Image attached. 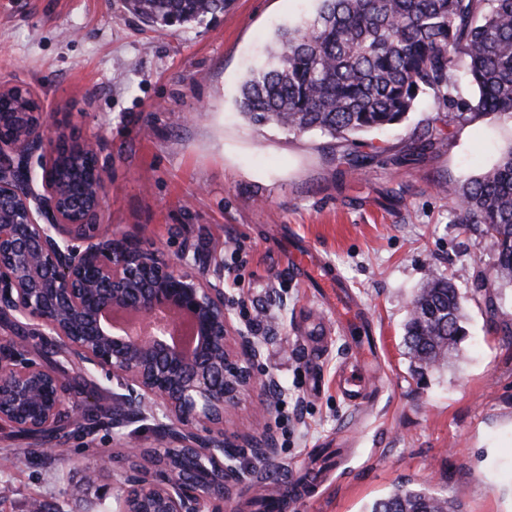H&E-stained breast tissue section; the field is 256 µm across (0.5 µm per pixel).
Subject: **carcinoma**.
I'll return each instance as SVG.
<instances>
[{
	"mask_svg": "<svg viewBox=\"0 0 512 512\" xmlns=\"http://www.w3.org/2000/svg\"><path fill=\"white\" fill-rule=\"evenodd\" d=\"M317 9L279 30L270 62L251 71L237 100L258 125L294 135L319 131L342 143L341 157L362 171L369 156L361 137L399 127L418 99L437 117L413 134L425 148L443 135L437 121L486 117L512 121V0H317ZM142 24L164 29L201 22L224 11L226 0H124ZM467 82L473 93L460 91ZM34 120L22 98L0 103V135ZM59 183L76 198L93 173L79 153L56 157ZM463 229L489 239V277L472 282L481 292L512 283V144L486 172L452 188ZM464 297L455 277L437 272L411 301L404 342L411 362L436 368L459 355L466 336ZM364 512H461L458 501L426 487L397 486Z\"/></svg>",
	"mask_w": 512,
	"mask_h": 512,
	"instance_id": "carcinoma-1",
	"label": "carcinoma"
}]
</instances>
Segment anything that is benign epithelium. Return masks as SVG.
<instances>
[{
    "mask_svg": "<svg viewBox=\"0 0 512 512\" xmlns=\"http://www.w3.org/2000/svg\"><path fill=\"white\" fill-rule=\"evenodd\" d=\"M40 120L18 139L0 138V425L44 442L43 453L63 429L89 430L99 420L93 398L74 399L63 373L44 356L43 345L64 349L71 371L101 370L117 382L112 428L150 419L172 458H206L204 478L191 468L167 466L161 473L123 474L117 512H221L240 483L239 438L224 427L247 392L266 382L255 375L250 336L236 326L224 287L207 280L190 250L171 263L138 238L101 228L104 179L73 212L54 175L55 140ZM43 169V191L33 186L32 161ZM124 309L148 317L158 309L190 314L197 344L189 354L173 348L159 326L129 340L105 326L101 314ZM262 459L276 453L270 436L248 442Z\"/></svg>",
    "mask_w": 512,
    "mask_h": 512,
    "instance_id": "1",
    "label": "benign epithelium"
}]
</instances>
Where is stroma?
Returning a JSON list of instances; mask_svg holds the SVG:
<instances>
[{
	"label": "stroma",
	"instance_id": "35a3bbf8",
	"mask_svg": "<svg viewBox=\"0 0 512 512\" xmlns=\"http://www.w3.org/2000/svg\"><path fill=\"white\" fill-rule=\"evenodd\" d=\"M316 0H229L223 13L171 31L142 25L123 0H0V86L32 92L56 131L100 143L102 221L174 259L194 255L223 281L231 315L257 350L256 375L277 380L289 404L258 414L246 395L229 429L270 434L277 452L251 449L224 512H268L319 450L339 466L287 512H363L396 485L452 496L463 512H512V287L473 294L494 256L463 233L441 189L491 167L512 125L455 124L411 149L434 116L429 99L395 130L366 136L363 174L337 161L334 140L250 123L237 110L243 80L266 61L278 27ZM316 251L356 294L374 325L362 406L336 390L337 368L360 354L328 300L293 274L285 244ZM457 273L466 294L460 357L414 372L403 345L413 297L433 272ZM330 325L315 352L303 323ZM59 456L0 429V512H100L122 493L129 445L157 448L151 422L69 427ZM112 468L98 470L100 456Z\"/></svg>",
	"mask_w": 512,
	"mask_h": 512
}]
</instances>
